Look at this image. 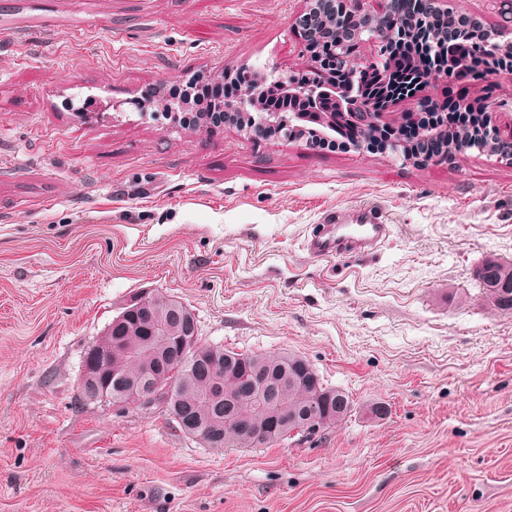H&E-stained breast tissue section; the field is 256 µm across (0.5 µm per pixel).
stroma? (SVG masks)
I'll return each instance as SVG.
<instances>
[{
	"label": "stroma",
	"mask_w": 512,
	"mask_h": 512,
	"mask_svg": "<svg viewBox=\"0 0 512 512\" xmlns=\"http://www.w3.org/2000/svg\"><path fill=\"white\" fill-rule=\"evenodd\" d=\"M512 37V0H448ZM303 0H0V512H512V160L205 134L150 87L305 70ZM512 122V78L465 88ZM113 102L79 116L86 97ZM378 209L373 252L314 226ZM164 290L202 342L293 352L353 410L305 437L210 448L162 412L83 404L88 345ZM386 415L370 416L374 404ZM353 234L347 240L342 236H329L327 233L313 230L311 237L307 238L306 247L311 254L319 256L327 254H340L344 249L370 250L380 247L390 236L389 224H383L381 216L372 208L360 210ZM476 276L490 307L512 314V262L489 259L480 266Z\"/></svg>",
	"instance_id": "1"
}]
</instances>
